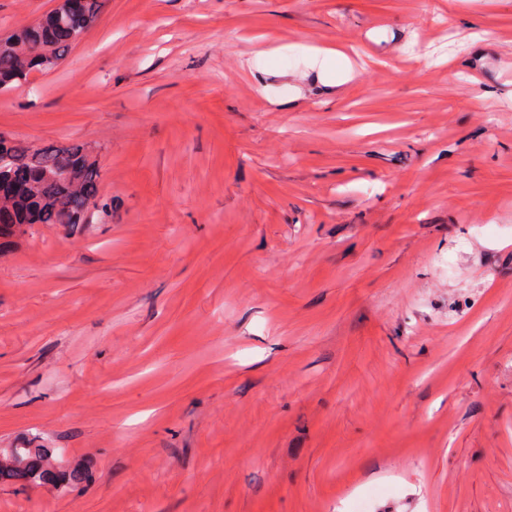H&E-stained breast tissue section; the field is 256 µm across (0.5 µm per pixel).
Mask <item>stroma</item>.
I'll use <instances>...</instances> for the list:
<instances>
[{"label": "stroma", "instance_id": "obj_1", "mask_svg": "<svg viewBox=\"0 0 512 512\" xmlns=\"http://www.w3.org/2000/svg\"><path fill=\"white\" fill-rule=\"evenodd\" d=\"M508 67L512 0H105L0 93L110 205L0 253V447L97 479L0 512H512Z\"/></svg>", "mask_w": 512, "mask_h": 512}]
</instances>
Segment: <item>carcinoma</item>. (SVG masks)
I'll return each mask as SVG.
<instances>
[{"label":"carcinoma","mask_w":512,"mask_h":512,"mask_svg":"<svg viewBox=\"0 0 512 512\" xmlns=\"http://www.w3.org/2000/svg\"><path fill=\"white\" fill-rule=\"evenodd\" d=\"M103 6L104 0H85L83 11L71 15L62 2L50 14L0 37V91L54 64L93 26ZM0 153L11 158L0 171V250L8 238L35 224H88L107 210L99 167L84 144L34 147L0 134ZM95 477L92 460H68L58 448H0V483L50 485L72 495Z\"/></svg>","instance_id":"cac0c4a2"}]
</instances>
